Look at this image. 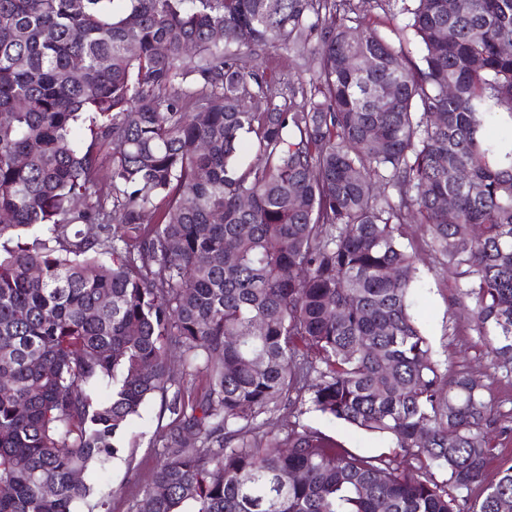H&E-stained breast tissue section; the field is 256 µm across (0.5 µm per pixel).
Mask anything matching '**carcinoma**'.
Wrapping results in <instances>:
<instances>
[{"label":"carcinoma","instance_id":"obj_1","mask_svg":"<svg viewBox=\"0 0 512 512\" xmlns=\"http://www.w3.org/2000/svg\"><path fill=\"white\" fill-rule=\"evenodd\" d=\"M387 2L396 42L350 0H0V512L103 508L74 475L173 386L151 512H512V465L485 478L512 410L436 356L401 242L426 227L512 378V147L483 136L512 0ZM314 31L275 102L266 57ZM304 424L319 429L336 438L343 449L353 453L367 456L387 455L390 452L387 443L376 436L362 433L335 422H329L316 413L306 414L302 417Z\"/></svg>","mask_w":512,"mask_h":512}]
</instances>
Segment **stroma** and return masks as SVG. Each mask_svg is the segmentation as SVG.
<instances>
[{
    "label": "stroma",
    "mask_w": 512,
    "mask_h": 512,
    "mask_svg": "<svg viewBox=\"0 0 512 512\" xmlns=\"http://www.w3.org/2000/svg\"><path fill=\"white\" fill-rule=\"evenodd\" d=\"M406 241L412 242L417 253V283L414 312L422 324L436 355L449 361L457 370H466L480 377L487 395L512 408V381L501 379L490 366L487 349L466 324L459 321L461 310L453 278L442 275L437 259L430 253L423 227L408 225ZM165 402L161 398L148 401L140 418L131 427L129 441L123 451L108 462L104 469L92 470L96 486L108 491L106 512H135L143 491L153 478L161 450L156 446L154 431L163 416ZM303 423L336 438L343 449L367 456L388 454L386 442L378 437L330 422L311 413Z\"/></svg>",
    "instance_id": "obj_1"
}]
</instances>
